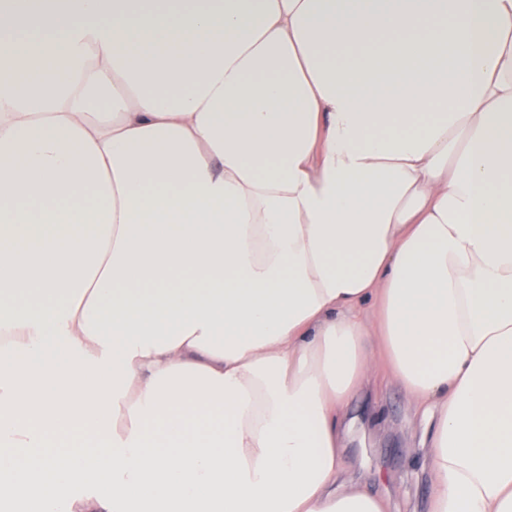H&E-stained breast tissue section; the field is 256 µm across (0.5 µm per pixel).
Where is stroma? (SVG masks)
<instances>
[{"mask_svg":"<svg viewBox=\"0 0 512 512\" xmlns=\"http://www.w3.org/2000/svg\"><path fill=\"white\" fill-rule=\"evenodd\" d=\"M346 461L392 496L398 512H427L432 485L425 469L422 423L398 385L375 379L351 400L346 414Z\"/></svg>","mask_w":512,"mask_h":512,"instance_id":"stroma-1","label":"stroma"}]
</instances>
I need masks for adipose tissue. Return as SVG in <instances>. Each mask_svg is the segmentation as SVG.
Returning <instances> with one entry per match:
<instances>
[{"label": "adipose tissue", "instance_id": "adipose-tissue-1", "mask_svg": "<svg viewBox=\"0 0 512 512\" xmlns=\"http://www.w3.org/2000/svg\"><path fill=\"white\" fill-rule=\"evenodd\" d=\"M382 369L512 512V0H0V512H390Z\"/></svg>", "mask_w": 512, "mask_h": 512}]
</instances>
